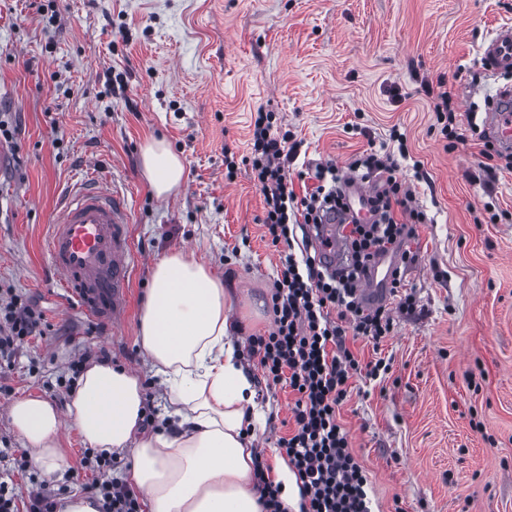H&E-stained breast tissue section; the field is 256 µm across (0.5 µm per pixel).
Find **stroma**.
I'll return each mask as SVG.
<instances>
[{"label": "stroma", "mask_w": 512, "mask_h": 512, "mask_svg": "<svg viewBox=\"0 0 512 512\" xmlns=\"http://www.w3.org/2000/svg\"><path fill=\"white\" fill-rule=\"evenodd\" d=\"M510 21L512 0H0V116L17 129L0 170V296L31 299L45 318L42 336L0 368V449L24 453L14 399L66 409L69 364L102 349L138 372L156 428H167L139 312L152 261L174 250H194L223 277L240 339L272 330L279 254L261 224L263 195L248 165L231 178L224 166L225 151L249 154L263 110L299 144L295 192L298 171L329 160L347 170L394 132L421 163L407 182L429 221L401 267L415 307L396 314L380 348L351 343L359 360L382 356L392 369L376 385L354 380L339 408L379 512H512V171L485 183L475 133L447 149L422 89L452 87L459 124L483 111L512 72L488 75L479 47ZM152 137L185 165L164 198L141 173ZM90 177L124 195L147 257L111 332L70 301L43 248L51 212ZM255 398L266 412L258 446L283 469L277 442L295 396L259 384ZM61 443V471L31 480L0 463V481L25 496L91 493L103 475L83 465L85 443L70 428Z\"/></svg>", "instance_id": "obj_1"}]
</instances>
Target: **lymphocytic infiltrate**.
<instances>
[{
  "mask_svg": "<svg viewBox=\"0 0 512 512\" xmlns=\"http://www.w3.org/2000/svg\"><path fill=\"white\" fill-rule=\"evenodd\" d=\"M290 139L289 131L275 128L272 113H257L246 161L263 194L261 222L279 250L280 268L270 290L274 327L248 337L247 357L260 369L266 387L282 384L296 396L294 428L279 439L278 449L300 489L299 512H374L368 476L350 450L336 411L349 396L353 377L380 380L391 364L382 357L360 362L346 341L380 346L394 330V310L414 308L415 299L397 270L390 280L396 308L364 307L357 291L373 256L401 248L427 215L401 172L400 161L408 156L405 137H398L393 152L364 150L349 169L364 178L379 177L371 199L375 220L345 225L348 261L339 273H328L311 241L298 239L297 232L318 227L328 213L342 209L340 171L331 162L317 164L308 174L311 187L296 193L288 182L297 154ZM42 319L35 304L15 297L0 305V361H10L36 336ZM84 457L108 475L96 487L101 512H141L134 491L110 475L116 464L113 454L89 448Z\"/></svg>",
  "mask_w": 512,
  "mask_h": 512,
  "instance_id": "1",
  "label": "lymphocytic infiltrate"
}]
</instances>
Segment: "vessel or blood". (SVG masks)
<instances>
[{"label": "vessel or blood", "mask_w": 512, "mask_h": 512, "mask_svg": "<svg viewBox=\"0 0 512 512\" xmlns=\"http://www.w3.org/2000/svg\"><path fill=\"white\" fill-rule=\"evenodd\" d=\"M481 54L491 73L512 71V25L499 27L482 45ZM485 134L499 149L512 152V85L499 87L482 118ZM344 188L349 209L319 225L315 239L334 266L345 262L342 224L366 219L374 188L358 175L347 176ZM44 249L48 263L69 297L89 318L107 328L117 327L130 302L131 275L142 260L132 245L130 214L122 194L98 180L70 191L50 218ZM397 257L388 251L373 262L360 290L363 305L386 299V288Z\"/></svg>", "instance_id": "1"}]
</instances>
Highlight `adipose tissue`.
<instances>
[{
	"instance_id": "ef3b65f1",
	"label": "adipose tissue",
	"mask_w": 512,
	"mask_h": 512,
	"mask_svg": "<svg viewBox=\"0 0 512 512\" xmlns=\"http://www.w3.org/2000/svg\"><path fill=\"white\" fill-rule=\"evenodd\" d=\"M141 159L157 197L183 184L184 163L164 141L148 140ZM151 280L140 345L168 390L165 413L178 432L144 433L139 375L108 364L80 375L67 414L28 396L10 403L11 425L34 462L50 469L64 460L60 435L69 421L92 448L130 452L127 483L148 512H262L253 443L264 414L231 334L224 283L183 250L157 261Z\"/></svg>"
}]
</instances>
